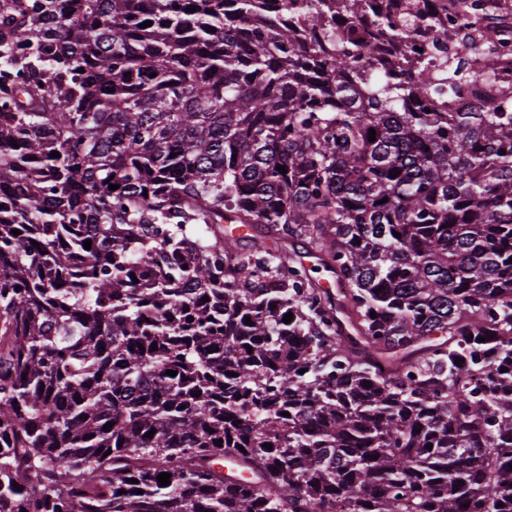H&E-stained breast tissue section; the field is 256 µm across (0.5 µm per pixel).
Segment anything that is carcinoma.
<instances>
[{"label":"carcinoma","mask_w":512,"mask_h":512,"mask_svg":"<svg viewBox=\"0 0 512 512\" xmlns=\"http://www.w3.org/2000/svg\"><path fill=\"white\" fill-rule=\"evenodd\" d=\"M499 2L0 0V512H512Z\"/></svg>","instance_id":"cac0c4a2"}]
</instances>
